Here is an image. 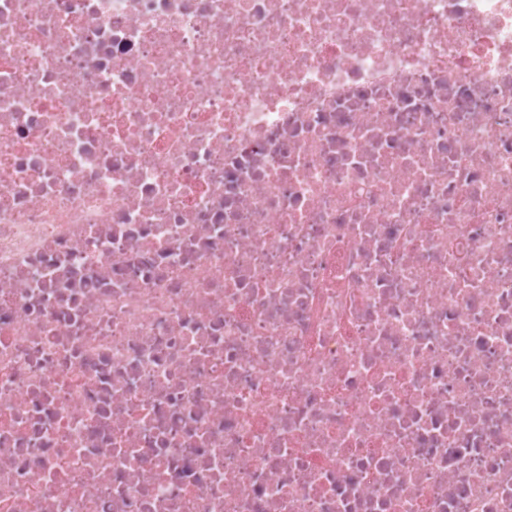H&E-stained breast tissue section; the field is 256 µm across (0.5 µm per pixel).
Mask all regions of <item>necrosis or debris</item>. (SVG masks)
Masks as SVG:
<instances>
[{"label":"necrosis or debris","mask_w":512,"mask_h":512,"mask_svg":"<svg viewBox=\"0 0 512 512\" xmlns=\"http://www.w3.org/2000/svg\"><path fill=\"white\" fill-rule=\"evenodd\" d=\"M0 512H512V0H0Z\"/></svg>","instance_id":"necrosis-or-debris-1"}]
</instances>
